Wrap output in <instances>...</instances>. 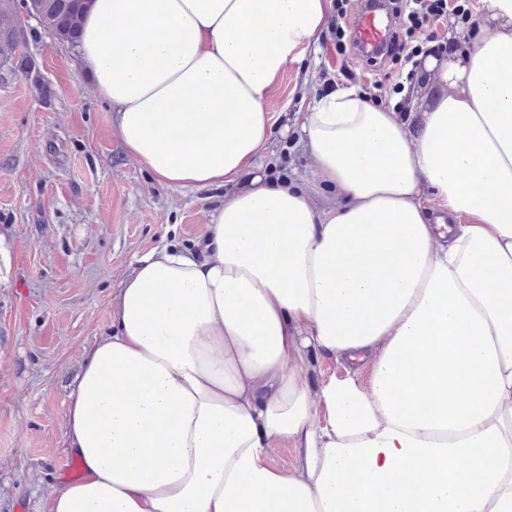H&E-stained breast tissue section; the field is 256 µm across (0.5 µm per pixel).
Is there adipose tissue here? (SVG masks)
Masks as SVG:
<instances>
[{"label": "adipose tissue", "mask_w": 512, "mask_h": 512, "mask_svg": "<svg viewBox=\"0 0 512 512\" xmlns=\"http://www.w3.org/2000/svg\"><path fill=\"white\" fill-rule=\"evenodd\" d=\"M482 2L424 58L418 130L352 90L296 113L299 186L251 170L333 0H89L128 153L234 190L113 293L44 512H512V0Z\"/></svg>", "instance_id": "adipose-tissue-1"}]
</instances>
